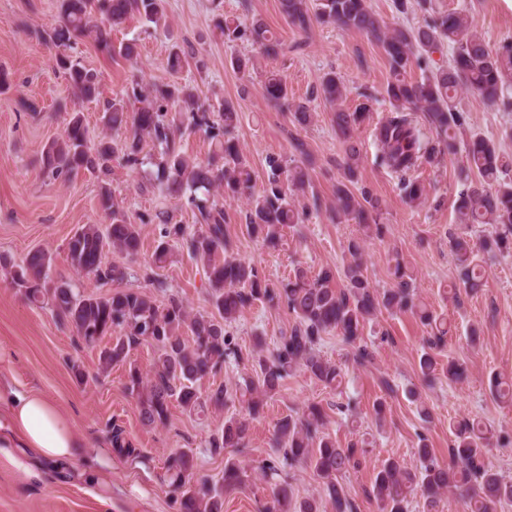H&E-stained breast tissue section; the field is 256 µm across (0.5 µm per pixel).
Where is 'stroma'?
<instances>
[{
  "mask_svg": "<svg viewBox=\"0 0 512 512\" xmlns=\"http://www.w3.org/2000/svg\"><path fill=\"white\" fill-rule=\"evenodd\" d=\"M477 31L490 45L512 41V7L506 0H467ZM61 0H0V70L9 85L0 90V349L10 353L0 362V386L51 398L67 412L81 442L72 460L63 466L44 460L28 448L0 446V512H179L180 496L169 485L167 461L178 450L191 451L197 471L221 476L226 459L236 460L247 472L242 486L226 489L224 512H265L270 483L260 467L274 456V430L285 416H301L306 406L319 404L323 430L337 447L358 444V464L342 476L355 512H381L372 494L375 474L388 459L415 469L419 436H426L439 463H447L453 435L451 423L462 418L480 421L490 445L485 456L506 481L512 482V403L497 398L492 377L512 378V251L481 254L484 276L478 287H462L451 233L466 231L481 240L492 231L488 224L462 225L457 200L464 182L463 154L447 155L437 164L417 171L429 195L419 204L408 203L395 174L382 167L373 137L375 125L385 119L390 105L382 91L391 77L381 46L366 35L342 31L328 24L313 25L308 33L291 26L279 0H165L167 29L143 26L132 18L112 31L113 42L136 40L139 56L129 61L102 53L87 39L78 40L75 54L100 78L98 101L77 98L55 66V48L48 35L56 24ZM251 24L261 20L284 44L277 58L259 56L251 41H225L215 27L218 18ZM195 53L204 68L172 75L166 58L172 43ZM248 55L255 69L242 74L231 57ZM335 71L346 86V107L376 97L373 112L358 130L361 143L353 193L369 191L377 198L384 224L382 237H365L361 226L337 215L336 188L343 182V149L333 122L335 105L315 94L325 72ZM276 72L287 86L288 99L275 104L265 97L263 81ZM178 81L193 87L200 100L215 105L230 102L239 115L233 131L253 174V189L266 182L265 159L308 161L309 182L301 201L319 199L318 211L304 223L284 227L277 249L267 248L247 231V201L223 198L224 230L233 253L252 262L273 283L292 277L295 267L317 273L321 267L343 268L351 263L350 240L364 238L363 272L371 286L392 285L395 264L416 277L417 296L437 316L447 318L443 345L430 348V327L415 311L393 310L376 314L365 326L371 363L359 365L351 347L339 336H324L320 354L344 372L339 388H330L303 371L286 378L271 394L264 411L249 424L241 447L212 454L210 437L225 420L244 416L239 402L205 415L172 406L166 424H142L138 402L126 389V368L101 369L98 350L86 347L68 324L47 307L31 304L15 286L10 266L20 264L31 250L51 257L53 279L70 281L81 291L109 293L118 288L155 294L158 302L174 297L193 312L213 314L208 280L201 263L185 247L174 244L164 268H156L152 254L161 240L164 218L198 230L186 200L163 193L150 167L131 168L113 159L107 179L79 171L53 180L44 174V148L60 138L71 113L79 112L90 133H98L104 102L122 97L135 83L161 86ZM307 105L312 120L298 125L297 105ZM468 116L467 132L480 134L504 154L512 155V112L486 105L468 92L459 99ZM110 188L115 203L139 223V256L124 261L107 253L110 263H126L122 283L99 285L94 276L78 273L66 250L68 239L85 224H104L100 205L103 188ZM294 317L285 307L257 303L242 310L231 323L240 357L217 375L200 383L207 392L218 386L243 384L255 374L257 350H271ZM477 342H469L471 330ZM433 351L439 363L464 362L468 378L453 383L446 377L427 382L419 358ZM383 414H375L376 403ZM431 416L421 419L419 406ZM130 443L133 455L113 449L112 436ZM96 469L97 483L86 481L87 469Z\"/></svg>",
  "mask_w": 512,
  "mask_h": 512,
  "instance_id": "1",
  "label": "stroma"
}]
</instances>
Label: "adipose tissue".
<instances>
[{
    "label": "adipose tissue",
    "instance_id": "adipose-tissue-1",
    "mask_svg": "<svg viewBox=\"0 0 512 512\" xmlns=\"http://www.w3.org/2000/svg\"><path fill=\"white\" fill-rule=\"evenodd\" d=\"M12 432L22 447L42 457L65 463L78 445L73 423L54 401L45 396L12 394L8 399Z\"/></svg>",
    "mask_w": 512,
    "mask_h": 512
}]
</instances>
